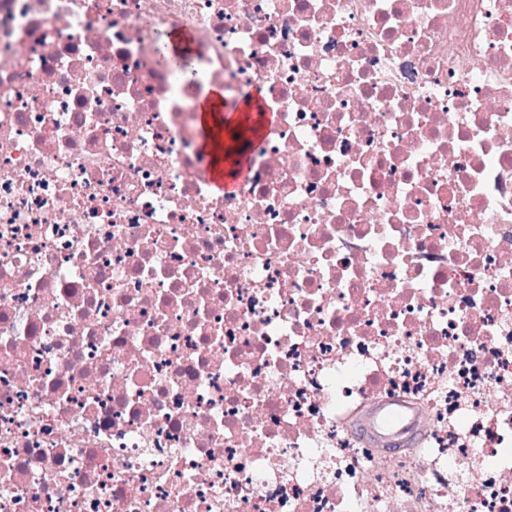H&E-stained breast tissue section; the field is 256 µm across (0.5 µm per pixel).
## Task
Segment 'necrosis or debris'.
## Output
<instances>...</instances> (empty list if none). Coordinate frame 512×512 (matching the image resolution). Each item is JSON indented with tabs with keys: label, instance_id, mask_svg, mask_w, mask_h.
<instances>
[{
	"label": "necrosis or debris",
	"instance_id": "4bbe7bcc",
	"mask_svg": "<svg viewBox=\"0 0 512 512\" xmlns=\"http://www.w3.org/2000/svg\"><path fill=\"white\" fill-rule=\"evenodd\" d=\"M0 512H512V0H0ZM190 38L181 32H174L160 44L161 50L168 58H183L190 52ZM197 111L202 113L201 123L206 142L203 151L210 157L214 169L224 167V178H234L237 166L245 155L249 117L237 115L227 117L224 112V91L217 87H207L197 100ZM229 165V167H227Z\"/></svg>",
	"mask_w": 512,
	"mask_h": 512
}]
</instances>
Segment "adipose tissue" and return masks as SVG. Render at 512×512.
Returning <instances> with one entry per match:
<instances>
[{"mask_svg":"<svg viewBox=\"0 0 512 512\" xmlns=\"http://www.w3.org/2000/svg\"><path fill=\"white\" fill-rule=\"evenodd\" d=\"M206 142L203 150L210 158L212 168L223 169L225 177L237 175V167L245 155L249 121L247 115L260 111L258 98H247L243 112L237 116L224 113V93L216 87L206 88L197 101Z\"/></svg>","mask_w":512,"mask_h":512,"instance_id":"ef3b65f1","label":"adipose tissue"}]
</instances>
